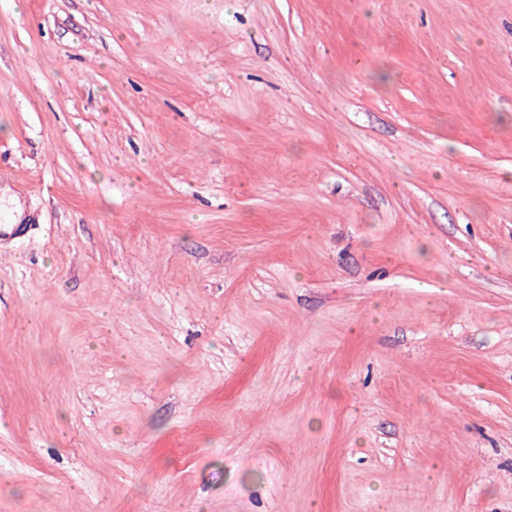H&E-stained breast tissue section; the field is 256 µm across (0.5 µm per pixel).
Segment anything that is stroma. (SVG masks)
I'll use <instances>...</instances> for the list:
<instances>
[{
    "mask_svg": "<svg viewBox=\"0 0 512 512\" xmlns=\"http://www.w3.org/2000/svg\"><path fill=\"white\" fill-rule=\"evenodd\" d=\"M0 512H512V0H0Z\"/></svg>",
    "mask_w": 512,
    "mask_h": 512,
    "instance_id": "stroma-1",
    "label": "stroma"
}]
</instances>
